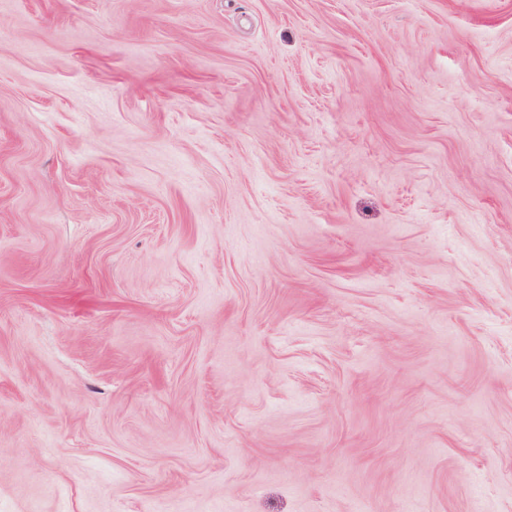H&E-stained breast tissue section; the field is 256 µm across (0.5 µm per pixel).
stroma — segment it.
Returning <instances> with one entry per match:
<instances>
[{"label":"stroma","instance_id":"stroma-1","mask_svg":"<svg viewBox=\"0 0 512 512\" xmlns=\"http://www.w3.org/2000/svg\"><path fill=\"white\" fill-rule=\"evenodd\" d=\"M512 512V0H0V512Z\"/></svg>","mask_w":512,"mask_h":512}]
</instances>
